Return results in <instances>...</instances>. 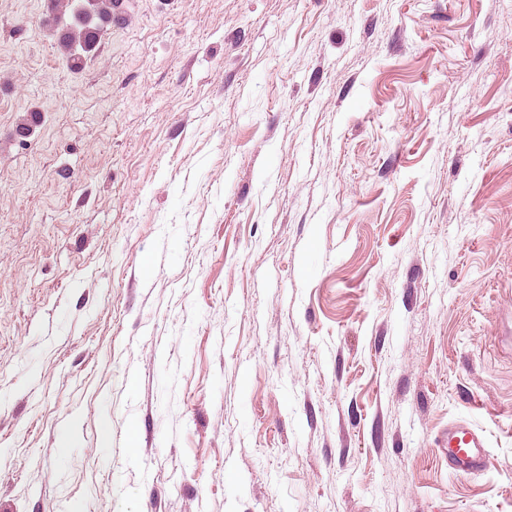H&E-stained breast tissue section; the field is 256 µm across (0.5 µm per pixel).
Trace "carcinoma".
Segmentation results:
<instances>
[{
	"mask_svg": "<svg viewBox=\"0 0 512 512\" xmlns=\"http://www.w3.org/2000/svg\"><path fill=\"white\" fill-rule=\"evenodd\" d=\"M123 0H49L43 19L67 68L80 71L97 49L102 33L120 19Z\"/></svg>",
	"mask_w": 512,
	"mask_h": 512,
	"instance_id": "carcinoma-1",
	"label": "carcinoma"
}]
</instances>
